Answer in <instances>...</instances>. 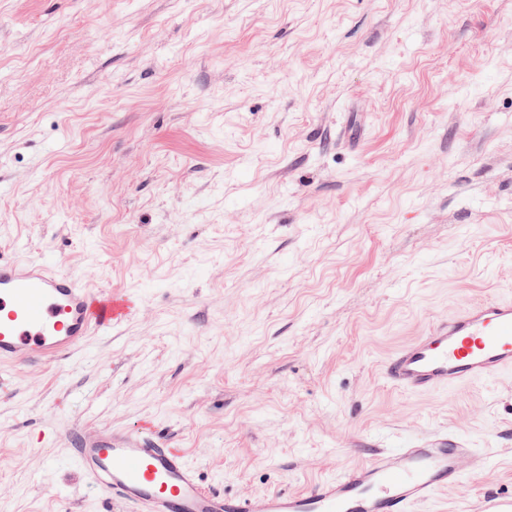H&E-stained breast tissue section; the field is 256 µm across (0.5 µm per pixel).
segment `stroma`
<instances>
[{"mask_svg":"<svg viewBox=\"0 0 512 512\" xmlns=\"http://www.w3.org/2000/svg\"><path fill=\"white\" fill-rule=\"evenodd\" d=\"M135 314L0 367V512H124L66 432L151 428L206 489L296 491L454 430L512 500V379L384 359L512 296V0H0V257Z\"/></svg>","mask_w":512,"mask_h":512,"instance_id":"1","label":"stroma"}]
</instances>
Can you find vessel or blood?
I'll use <instances>...</instances> for the list:
<instances>
[{
    "instance_id": "b4317fda",
    "label": "vessel or blood",
    "mask_w": 512,
    "mask_h": 512,
    "mask_svg": "<svg viewBox=\"0 0 512 512\" xmlns=\"http://www.w3.org/2000/svg\"><path fill=\"white\" fill-rule=\"evenodd\" d=\"M134 303L94 290L34 259H0V366L49 362L89 336L125 321ZM381 372L416 394L470 386L512 374V298L481 299L431 324L395 350ZM68 456L107 499L129 512H415L463 479L485 471L490 452L452 435L424 447L372 453L356 468L301 491L230 495L203 487L196 468L153 431L70 430Z\"/></svg>"
}]
</instances>
